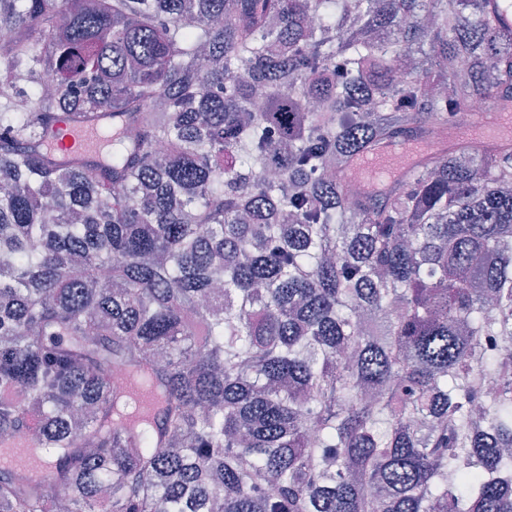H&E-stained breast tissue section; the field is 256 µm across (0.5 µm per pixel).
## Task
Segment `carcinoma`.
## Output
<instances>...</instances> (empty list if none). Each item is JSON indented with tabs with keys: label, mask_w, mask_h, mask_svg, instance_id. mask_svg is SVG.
I'll return each mask as SVG.
<instances>
[{
	"label": "carcinoma",
	"mask_w": 512,
	"mask_h": 512,
	"mask_svg": "<svg viewBox=\"0 0 512 512\" xmlns=\"http://www.w3.org/2000/svg\"><path fill=\"white\" fill-rule=\"evenodd\" d=\"M486 2L0 0V512H512V140L346 185L512 106ZM59 126L63 129V136L56 141V145L68 152L88 149L91 136L95 133H99L101 130V126L96 123H68ZM430 153L432 151L426 144L404 140L395 143L392 147H381L365 155L361 159L360 166L368 173L374 185L377 180L384 184L394 175L406 172L419 156ZM385 175H390V178L382 182Z\"/></svg>",
	"instance_id": "cac0c4a2"
}]
</instances>
